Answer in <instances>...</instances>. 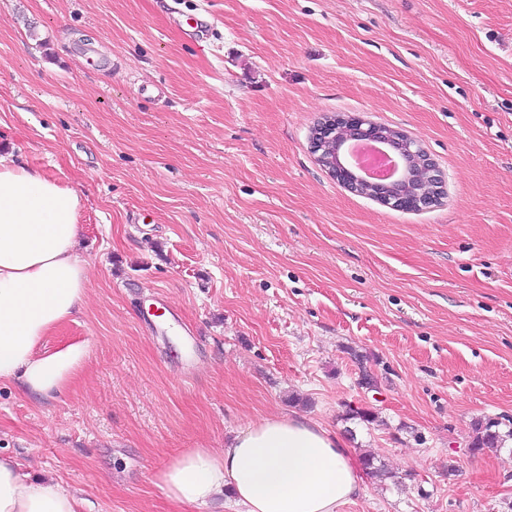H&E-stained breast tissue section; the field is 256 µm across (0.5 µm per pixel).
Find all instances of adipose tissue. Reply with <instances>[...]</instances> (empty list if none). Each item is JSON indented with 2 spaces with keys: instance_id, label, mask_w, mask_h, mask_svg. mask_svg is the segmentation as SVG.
<instances>
[{
  "instance_id": "1",
  "label": "adipose tissue",
  "mask_w": 512,
  "mask_h": 512,
  "mask_svg": "<svg viewBox=\"0 0 512 512\" xmlns=\"http://www.w3.org/2000/svg\"><path fill=\"white\" fill-rule=\"evenodd\" d=\"M82 193L0 155V382L51 399L82 374L87 342L41 343L81 311L89 266L78 254ZM156 479L182 504L231 492L238 512H339L364 488L343 435L304 416L247 424L220 448L185 450ZM75 492L42 484L0 455V512H78Z\"/></svg>"
}]
</instances>
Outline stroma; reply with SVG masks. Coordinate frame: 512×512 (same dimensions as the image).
<instances>
[{"label":"stroma","mask_w":512,"mask_h":512,"mask_svg":"<svg viewBox=\"0 0 512 512\" xmlns=\"http://www.w3.org/2000/svg\"><path fill=\"white\" fill-rule=\"evenodd\" d=\"M336 112L419 141L440 204L333 180L309 137ZM0 148L81 190L91 270L42 343L87 341L83 375L0 384L22 472L79 512H233L158 471L298 413L392 473L340 512H512V447L469 448L512 420V0H0ZM159 299L166 336L136 316ZM503 423L494 418H479L473 423L469 448L473 453H481L485 449H501L506 438H512V428L501 430Z\"/></svg>","instance_id":"stroma-1"}]
</instances>
